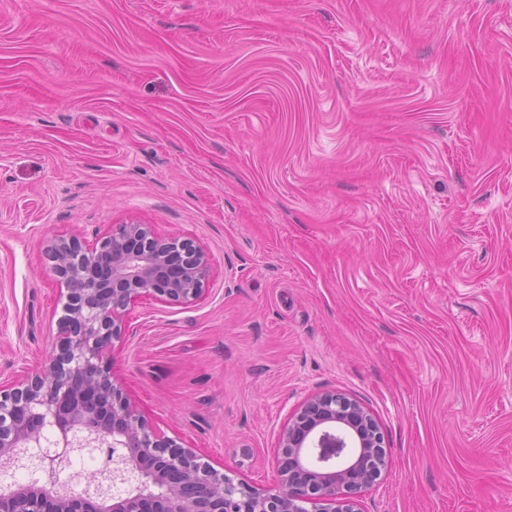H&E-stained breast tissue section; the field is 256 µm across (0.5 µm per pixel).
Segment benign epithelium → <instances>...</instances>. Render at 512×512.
<instances>
[{"instance_id": "7a95c632", "label": "benign epithelium", "mask_w": 512, "mask_h": 512, "mask_svg": "<svg viewBox=\"0 0 512 512\" xmlns=\"http://www.w3.org/2000/svg\"><path fill=\"white\" fill-rule=\"evenodd\" d=\"M45 256L65 315L41 369L0 386V512H361L386 450L376 420L345 394L312 395L280 429L277 484L260 490L158 432L116 384L111 344L128 306L197 300L203 247L131 222L93 248L57 235ZM89 451L103 479L75 493L59 475Z\"/></svg>"}]
</instances>
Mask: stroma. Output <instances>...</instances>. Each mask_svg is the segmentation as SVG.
Wrapping results in <instances>:
<instances>
[{
    "label": "stroma",
    "instance_id": "obj_1",
    "mask_svg": "<svg viewBox=\"0 0 512 512\" xmlns=\"http://www.w3.org/2000/svg\"><path fill=\"white\" fill-rule=\"evenodd\" d=\"M206 251L113 373L237 482L324 391L387 467L361 512H512V0H0V383L65 299L52 235Z\"/></svg>",
    "mask_w": 512,
    "mask_h": 512
}]
</instances>
